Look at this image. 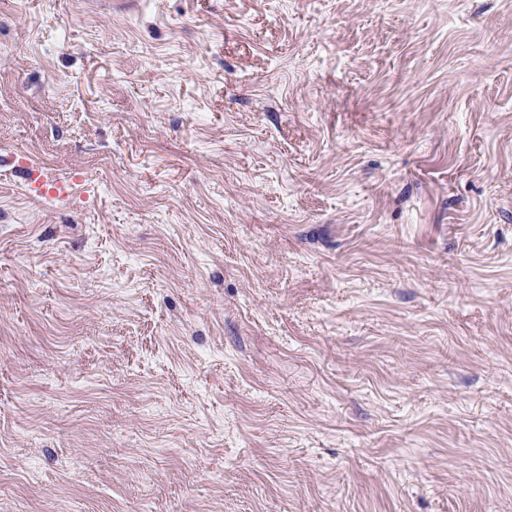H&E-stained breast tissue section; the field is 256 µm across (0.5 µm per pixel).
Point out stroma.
I'll return each instance as SVG.
<instances>
[{
  "instance_id": "1",
  "label": "stroma",
  "mask_w": 512,
  "mask_h": 512,
  "mask_svg": "<svg viewBox=\"0 0 512 512\" xmlns=\"http://www.w3.org/2000/svg\"><path fill=\"white\" fill-rule=\"evenodd\" d=\"M0 512H512V0H0Z\"/></svg>"
}]
</instances>
